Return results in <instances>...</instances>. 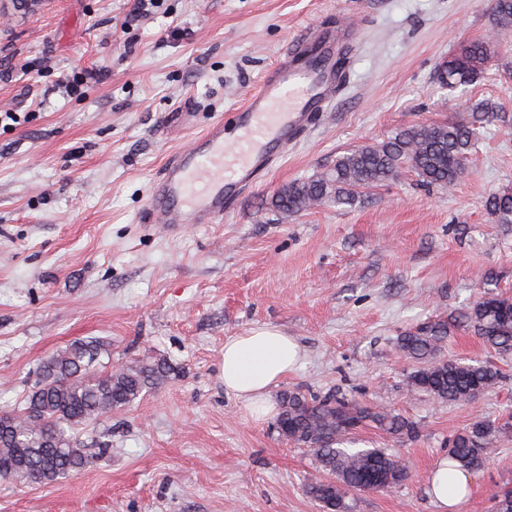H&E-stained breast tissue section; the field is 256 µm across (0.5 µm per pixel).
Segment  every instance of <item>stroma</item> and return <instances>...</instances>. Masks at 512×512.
Here are the masks:
<instances>
[{"label":"stroma","mask_w":512,"mask_h":512,"mask_svg":"<svg viewBox=\"0 0 512 512\" xmlns=\"http://www.w3.org/2000/svg\"><path fill=\"white\" fill-rule=\"evenodd\" d=\"M0 406L22 400L39 361L93 337L113 358L170 357L169 385L89 427L112 436L99 465L54 484L0 479V512H320L305 493L311 452L253 419L224 390V340L276 326L302 349L281 390H336L416 420L399 441L372 427L410 478L353 495L351 512H436L430 471L476 419L512 414V358L469 405L408 393L405 329L512 295V224L485 198L512 187V39L482 80L448 94L437 74L483 39L490 0H160L128 22L132 0H0ZM348 12L364 23L351 80L282 167L223 223L178 233L139 222L168 153L249 95L305 26ZM93 72L67 94L61 72ZM494 102L499 118L448 188L406 173L353 204L290 216L272 209L291 182L353 146ZM512 489V441L473 475L460 512H495Z\"/></svg>","instance_id":"1"}]
</instances>
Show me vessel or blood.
I'll list each match as a JSON object with an SVG mask.
<instances>
[{
	"instance_id": "1",
	"label": "vessel or blood",
	"mask_w": 512,
	"mask_h": 512,
	"mask_svg": "<svg viewBox=\"0 0 512 512\" xmlns=\"http://www.w3.org/2000/svg\"><path fill=\"white\" fill-rule=\"evenodd\" d=\"M362 37L352 16L301 31L231 120L211 123L167 159L149 184L142 223L172 231L222 223L342 95Z\"/></svg>"
}]
</instances>
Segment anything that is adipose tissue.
Listing matches in <instances>:
<instances>
[{
    "label": "adipose tissue",
    "mask_w": 512,
    "mask_h": 512,
    "mask_svg": "<svg viewBox=\"0 0 512 512\" xmlns=\"http://www.w3.org/2000/svg\"><path fill=\"white\" fill-rule=\"evenodd\" d=\"M302 350L288 334L272 326H260L224 340V389L263 420L274 414L271 391L298 364ZM471 475L448 468L440 458L431 471L430 495L439 512H459L469 489Z\"/></svg>",
    "instance_id": "adipose-tissue-1"
}]
</instances>
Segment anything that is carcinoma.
Here are the masks:
<instances>
[{"label": "carcinoma", "mask_w": 512, "mask_h": 512, "mask_svg": "<svg viewBox=\"0 0 512 512\" xmlns=\"http://www.w3.org/2000/svg\"><path fill=\"white\" fill-rule=\"evenodd\" d=\"M496 42L512 32V0H492ZM491 42L461 47L444 62L439 81L448 92L478 79L487 67ZM495 119L493 106H467V115L443 123L413 125L378 144L350 149L328 170L288 184L273 197L284 215L324 203L350 204L368 189L412 172L426 185L448 188L466 164L484 129ZM487 212L498 224H512V188L488 196ZM460 321L482 344L512 355V296L487 295L468 307ZM448 321L434 319L397 338L400 355L414 364L406 377L411 393L440 402L467 404L493 390L502 378L491 361L447 359ZM105 352L96 340L78 339L43 358L22 405L0 412V478L47 484L94 468L110 450L109 440L87 443L78 429L107 418L145 394L173 382L178 367L164 355L113 362L99 370ZM276 421L278 434L312 452L320 477L306 486L322 512H349L351 496L402 485L409 471L383 448L355 449L354 435L366 426L398 439L419 434L417 422L386 407L362 406L335 392H284ZM512 437V425L478 419L448 440V468L468 472L485 467L494 446Z\"/></svg>", "instance_id": "obj_1"}]
</instances>
